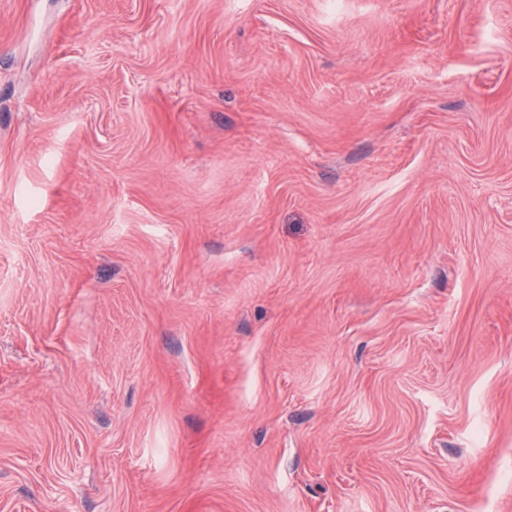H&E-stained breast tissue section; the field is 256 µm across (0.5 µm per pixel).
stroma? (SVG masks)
Listing matches in <instances>:
<instances>
[{"label":"stroma","instance_id":"stroma-1","mask_svg":"<svg viewBox=\"0 0 512 512\" xmlns=\"http://www.w3.org/2000/svg\"><path fill=\"white\" fill-rule=\"evenodd\" d=\"M0 512H512V0H0Z\"/></svg>","mask_w":512,"mask_h":512}]
</instances>
